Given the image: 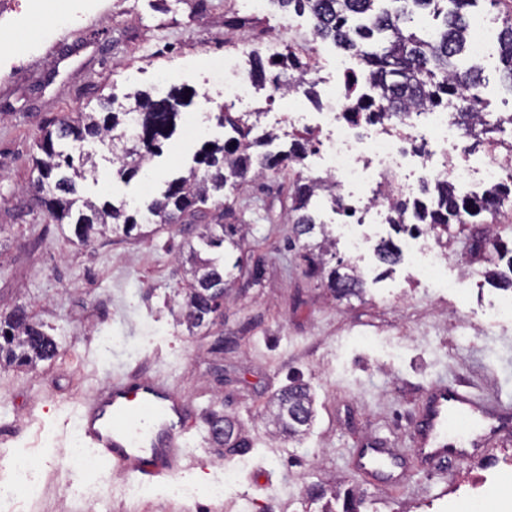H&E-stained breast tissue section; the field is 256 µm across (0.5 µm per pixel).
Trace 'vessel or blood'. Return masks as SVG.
I'll return each instance as SVG.
<instances>
[{
    "label": "vessel or blood",
    "mask_w": 512,
    "mask_h": 512,
    "mask_svg": "<svg viewBox=\"0 0 512 512\" xmlns=\"http://www.w3.org/2000/svg\"><path fill=\"white\" fill-rule=\"evenodd\" d=\"M193 414L192 405L169 381L126 373L82 402L79 437L102 464L165 481L188 468L184 437ZM510 431L511 400L439 382L426 393L408 447L374 442L358 452L355 467L389 486L406 457L424 470L451 458L468 461L489 453L497 436Z\"/></svg>",
    "instance_id": "b4317fda"
}]
</instances>
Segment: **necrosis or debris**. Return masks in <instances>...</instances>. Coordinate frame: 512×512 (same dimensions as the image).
<instances>
[{"label": "necrosis or debris", "mask_w": 512, "mask_h": 512, "mask_svg": "<svg viewBox=\"0 0 512 512\" xmlns=\"http://www.w3.org/2000/svg\"><path fill=\"white\" fill-rule=\"evenodd\" d=\"M214 70L224 74L225 103H250L253 80L242 73L237 57L211 59ZM371 84L349 60L336 63L335 86L326 106L317 114L319 133L315 149L325 162V173L336 185L335 195L344 204L345 219L336 232L349 249L358 253L371 242L367 225L385 215L395 196L411 184L449 182L455 191L476 195L477 182L494 183L512 175V159L489 156L473 162L467 137L450 120L451 107H421L403 122L372 124L366 118L350 121L353 99L369 95ZM10 477L0 481V512H13L18 493L38 498L40 480L27 457L9 462Z\"/></svg>", "instance_id": "necrosis-or-debris-1"}]
</instances>
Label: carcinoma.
Wrapping results in <instances>:
<instances>
[{
  "instance_id": "1",
  "label": "carcinoma",
  "mask_w": 512,
  "mask_h": 512,
  "mask_svg": "<svg viewBox=\"0 0 512 512\" xmlns=\"http://www.w3.org/2000/svg\"><path fill=\"white\" fill-rule=\"evenodd\" d=\"M284 9L306 12L313 21L314 35L321 41H331L346 53H353L361 70L373 80L382 98L381 107L359 103L347 113L353 119L357 111L367 109L381 121L404 117L410 105L421 102L439 107L450 97L463 99L454 114L457 124L467 128L470 137L490 146L498 144L493 134L502 131L503 124L512 125V113L488 126L472 122L483 102L484 77L477 66L461 68L456 60L468 52L467 39L472 25L471 8L478 0H391L393 10L384 8L386 0H274ZM503 6L501 25L497 29L498 58L503 65L501 79L512 91V5L504 0H491ZM251 74L257 85L264 88L276 83L283 73L297 75L294 89L312 100L316 98L315 83L306 79L311 69L292 52L281 54V60L251 56ZM195 93L173 86L166 96L157 98L139 90L133 96L134 107L126 112L115 110V100L104 98L91 112H73L56 119L41 130L38 138L40 156L33 159L38 176L33 180V197L38 207L57 223L71 226L73 236L89 245L95 233L112 227L125 236L141 233V225L178 224L188 216L206 217L202 205L208 201V190H233L247 182L252 170L278 172L301 162L312 145L308 137L293 140L286 151L252 154V148L263 145L264 137L253 135L255 125L244 116L224 107L218 119L233 136L213 148L201 147L196 154L197 168L187 178L167 182L160 197L153 199L144 211L127 212L105 200L101 205L82 203L77 197V180L96 170L91 154L80 150L82 144L98 141L111 148L113 162L119 164L118 175L126 181L136 177L148 155L161 150L176 127L180 109L192 104ZM133 133L124 134L129 126ZM320 183L309 180L294 185L292 211L295 230L304 237L308 270L319 275L326 286L339 298L358 296L363 280L356 268L343 263L325 270L323 255L333 246L324 225L316 224L309 203ZM436 196L432 206L423 201L413 203V218L426 225V231L451 234L453 224H482L485 217L495 215L506 199L512 197V181L493 186L480 197L462 196L446 183L434 185ZM233 214L221 212L203 225L201 239L209 247L224 245L241 248L237 224L224 223ZM379 259L394 264L399 251L391 242L376 246ZM192 282L182 303V324L190 332L214 323L224 302V292L232 279L225 258H203L189 246ZM59 352L56 339L33 323L29 310L18 305L8 314L0 315V363L34 368L40 362L53 359ZM312 413L309 388L295 385L282 392L270 409L271 423L290 437L303 435L307 426L295 414Z\"/></svg>"
}]
</instances>
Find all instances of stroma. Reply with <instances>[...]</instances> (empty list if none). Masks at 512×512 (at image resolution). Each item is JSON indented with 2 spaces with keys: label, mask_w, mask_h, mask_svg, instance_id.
Listing matches in <instances>:
<instances>
[{
  "label": "stroma",
  "mask_w": 512,
  "mask_h": 512,
  "mask_svg": "<svg viewBox=\"0 0 512 512\" xmlns=\"http://www.w3.org/2000/svg\"><path fill=\"white\" fill-rule=\"evenodd\" d=\"M82 23L45 41L38 25L23 31L34 52L7 62L0 40V315L27 305L34 323L55 336L59 353L37 369L0 367V454L29 457L49 486L22 500L21 512H184L165 485L138 498L121 494L125 474H88L66 454L77 436L81 402L118 367L167 375L199 411L189 432L195 461L189 486L204 489L224 476L233 512H320L307 500L312 485H345L365 512H473L469 501L491 498L481 477L512 467V441L480 461L449 460L443 472L409 463L402 486L388 490L357 472L353 461L367 439L408 444L430 386L460 383L512 399V316L498 314L507 291L491 285L489 259L471 255L470 226L453 225L439 279L414 280L413 259L392 266L373 249L354 261L365 280L361 297L339 299L306 273L289 194L298 177H317L314 157L276 174L251 177L229 198L247 236L241 269L224 301V317L188 332L179 323L186 277L179 255L195 225L167 226L140 238L111 234L80 245L26 193L35 178L37 137L48 120L96 109L108 95L153 87L163 75L197 95L184 108L161 155L146 158L138 176L115 175L112 154L89 143L98 168L80 183L82 198L142 206L168 178L188 174L208 140H224L216 109L201 95L224 99V81L206 66L209 55L241 52L269 36L284 14H259L239 0H67ZM233 25H225V17ZM286 46L309 61L318 95L336 68L332 43L311 46L302 34L308 15L294 16ZM484 113H512V91L495 58H481ZM260 284L248 282L254 262ZM310 388L313 419L301 441L275 435L262 419L288 385ZM237 425L248 447H212L210 413Z\"/></svg>",
  "instance_id": "obj_1"
}]
</instances>
